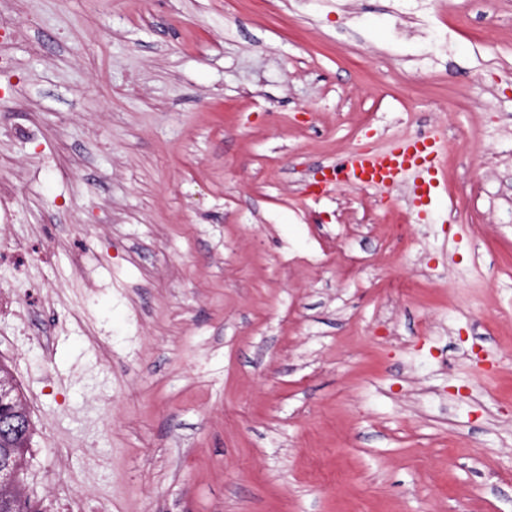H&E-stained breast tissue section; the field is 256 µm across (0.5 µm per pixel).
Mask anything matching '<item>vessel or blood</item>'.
<instances>
[{
    "mask_svg": "<svg viewBox=\"0 0 512 512\" xmlns=\"http://www.w3.org/2000/svg\"><path fill=\"white\" fill-rule=\"evenodd\" d=\"M444 137L431 140L403 139L390 148L372 152H352L336 167V179L354 188L394 187L412 180L413 195L420 205H428L443 184Z\"/></svg>",
    "mask_w": 512,
    "mask_h": 512,
    "instance_id": "obj_1",
    "label": "vessel or blood"
}]
</instances>
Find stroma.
<instances>
[{"instance_id":"stroma-1","label":"stroma","mask_w":512,"mask_h":512,"mask_svg":"<svg viewBox=\"0 0 512 512\" xmlns=\"http://www.w3.org/2000/svg\"><path fill=\"white\" fill-rule=\"evenodd\" d=\"M443 128L401 244L337 223ZM0 180L40 512H512V0H5ZM445 150V139L439 134L429 141L403 139L383 151L351 152L336 167V183L354 188L394 187L411 176L414 200L426 206L445 183L441 179Z\"/></svg>"}]
</instances>
